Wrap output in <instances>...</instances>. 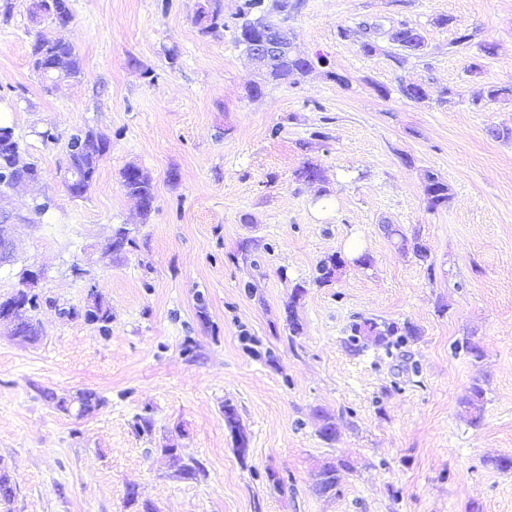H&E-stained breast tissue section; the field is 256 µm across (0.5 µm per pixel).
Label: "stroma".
<instances>
[{"label":"stroma","instance_id":"stroma-1","mask_svg":"<svg viewBox=\"0 0 512 512\" xmlns=\"http://www.w3.org/2000/svg\"><path fill=\"white\" fill-rule=\"evenodd\" d=\"M204 2L70 0L58 29L31 0H0V124L40 169L0 200L21 218L0 298L35 271L44 331L28 343L0 325L14 512H512V471L489 463L512 455V142L488 133L512 128V97L472 105L512 84V0H300L288 28L313 67L293 83L261 82L235 39L240 0H220L225 24L210 32L195 22ZM362 23L377 27L370 53L338 35ZM403 24L423 30L420 55L391 41ZM461 32L472 39L454 46ZM40 35L73 43L81 78L34 73ZM80 130L110 149L75 198L63 174ZM307 161L322 182L296 180ZM129 166L154 186L150 212L123 187ZM429 172L451 195L434 210ZM388 224L417 234L430 265ZM120 227L133 245L106 254ZM335 253L373 264L317 284ZM94 298L108 331L83 317ZM360 316L417 336L350 346ZM475 384L476 427L461 404ZM88 389L105 404L82 416L43 397ZM338 459L350 463L338 493L318 495L316 471Z\"/></svg>","mask_w":512,"mask_h":512}]
</instances>
